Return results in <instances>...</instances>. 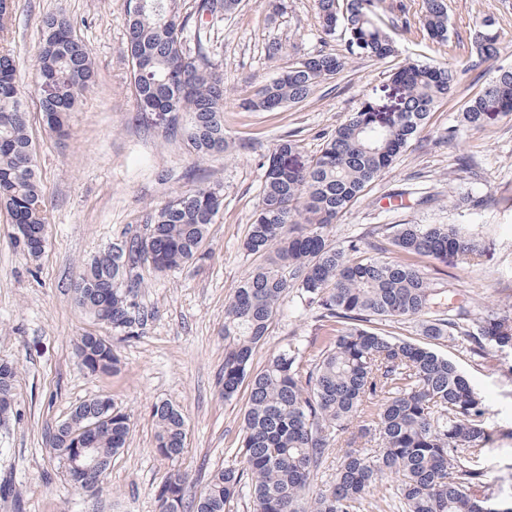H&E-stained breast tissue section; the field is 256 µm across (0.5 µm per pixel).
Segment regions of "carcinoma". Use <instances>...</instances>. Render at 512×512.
Listing matches in <instances>:
<instances>
[{
    "label": "carcinoma",
    "instance_id": "1",
    "mask_svg": "<svg viewBox=\"0 0 512 512\" xmlns=\"http://www.w3.org/2000/svg\"><path fill=\"white\" fill-rule=\"evenodd\" d=\"M141 10L127 0L124 55L138 112L169 115L162 137H182L199 159L230 147L224 130V85L213 71L201 29L195 46L184 33L192 16L218 20L234 14L241 0H196L194 15H182L180 0H148ZM322 31L346 38L348 55L395 56L392 36L377 22L373 0H315ZM427 35L448 41L445 0H425L421 20ZM34 64L35 83L48 86L39 98L42 121L59 135L94 81L90 49L63 15L42 20ZM472 44L479 66L499 54L493 23H477ZM347 55L320 52L260 86L244 106L274 112L305 102L322 82L341 73ZM400 102L385 112L367 102L349 113L318 155L298 161L292 139L274 144L263 164L261 198L242 247L260 259L235 288L224 309V399L247 386L237 462L215 469L199 495L186 499V476L168 473L155 491L156 512H230L240 492L250 512H366L379 485L396 512H495L474 495L484 475L490 438L487 409L479 392L436 346L448 342L472 356L512 353V312L499 308L474 315L465 305L445 307L448 272L437 264L467 263L483 256L474 234L457 224H394L383 229L402 261L387 247L354 238L331 243L333 225L364 200L370 187L426 128L435 108L453 92L457 71L407 59L390 75ZM512 119V67H497L485 90L469 99L460 123L484 131ZM222 195L209 186L177 192L152 209L150 236L135 235L94 257L73 283L76 304L120 336L136 335L143 316L136 302L144 266L157 273L202 258L209 226ZM0 209L12 224L14 247L38 259L47 243V206L29 134L26 93L17 82L10 50L0 48ZM295 292L327 323L325 346L306 353L295 338L260 370L256 348L269 335L284 298ZM413 321L424 342L384 333V326ZM75 356L91 374H114L120 360L113 343L85 333ZM18 367L0 363V420L17 403ZM110 398L76 405L46 432V444L61 459L79 443L93 448L103 468L66 472L78 490H103L112 458L124 448L131 417ZM155 452L171 462L184 451L186 422L167 402L154 405ZM345 443L332 483L314 486L326 452Z\"/></svg>",
    "mask_w": 512,
    "mask_h": 512
}]
</instances>
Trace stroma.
<instances>
[{
    "label": "stroma",
    "instance_id": "obj_1",
    "mask_svg": "<svg viewBox=\"0 0 512 512\" xmlns=\"http://www.w3.org/2000/svg\"><path fill=\"white\" fill-rule=\"evenodd\" d=\"M374 3L385 22L397 5L407 8L409 29L391 32L398 56L350 57L308 101L278 112H250L239 103L300 60L344 49L343 38L324 40L314 0H286L276 16L264 0H242L228 19L204 24L224 82V128L234 147L201 160L181 139H162L154 118L139 117L123 54L127 0H15L11 28L0 42L14 54L21 85H32L30 61L42 38V18L58 13L71 18L75 35L89 47L96 81L64 140L43 125L36 97L28 99L49 217L40 260L11 245L9 218L0 210V361L19 368L18 402L0 426V512H155L154 489L171 468L187 476L194 495L214 468L232 463L248 391L240 389L229 401L222 394L224 306L257 262L241 244L258 206L262 163L280 138L296 140L303 158L319 153L348 113L367 102L386 103L390 72L402 59L452 64L457 87L367 198L334 225L332 240L342 245L390 224L461 225L477 233L486 254L477 265L449 268L453 302H467L476 314L512 305V120L482 132L459 124L464 103L486 85L485 67L471 64L476 21H493L500 34L497 62L512 65V0H447L444 43L422 30L423 0ZM275 42L281 49L272 57L268 47ZM461 157L467 170L457 166ZM197 185L224 195L205 258L165 275L143 270L137 301L145 318L137 335L116 343L121 372L88 373L73 354L76 336L109 339L113 333L80 313L71 281L82 264L141 231L149 208ZM323 334L317 310L288 294L253 366L263 367L292 337L315 351ZM439 351L458 363L489 410L492 440L474 492L493 507L511 505L512 354L482 359L452 343ZM99 395L130 414L131 430L108 471L106 493L88 499L66 482L44 431ZM162 401L187 420L185 449L175 465L154 452L152 410Z\"/></svg>",
    "mask_w": 512,
    "mask_h": 512
}]
</instances>
